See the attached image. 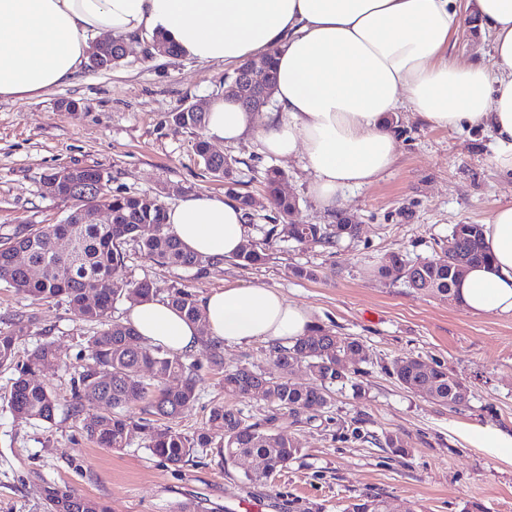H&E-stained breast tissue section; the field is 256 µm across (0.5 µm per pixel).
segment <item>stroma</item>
<instances>
[{"instance_id":"35a3bbf8","label":"stroma","mask_w":512,"mask_h":512,"mask_svg":"<svg viewBox=\"0 0 512 512\" xmlns=\"http://www.w3.org/2000/svg\"><path fill=\"white\" fill-rule=\"evenodd\" d=\"M232 67L181 56H147L142 46L120 65L83 71L71 85L35 99L0 101V237L60 222L67 203L46 197L45 173L62 167L99 168L115 195L155 196L164 207L196 193L225 194L196 155L202 132L173 124L182 105L223 95ZM75 103L65 110L61 101ZM393 166L375 183L346 191L342 210L359 226L355 240L335 253L292 241L271 246L263 264L227 260L204 268L162 267L135 243L124 246L123 275L149 281L157 298L175 288L203 297L225 286L265 285L306 307L322 329L359 339L366 353L352 387L338 388L316 419L294 421L261 398L240 402L252 422L273 419L292 433L302 451L287 469L266 481H249L243 465L227 464L208 448L174 467L151 454L142 432L119 451L88 440L85 415L72 409L73 379L88 364L86 340L96 332L63 301L34 302L0 285V329L30 320L17 337V358L38 343L54 342L58 367L43 379L58 400L52 422L17 421L5 396L10 371L0 368V512H44L43 486H67L106 503L110 512H176L199 502L207 512H343L365 492L391 500L397 512H512V467L502 466L467 444L451 428L458 422L512 429V316L474 317L453 301L379 279L376 270L393 252L408 261L441 253L454 225L484 223L499 203L512 200V174L493 163L497 149L480 128L433 129L409 111L397 117ZM237 161V189L263 195V173L286 174L284 192L295 198L293 223L328 224L309 191L311 174L301 158L280 159L248 141L224 148ZM314 270L311 278L298 268ZM421 358L443 365L470 389L466 405L444 406L402 387L388 370L394 359ZM199 398L173 419L192 436L215 404L224 400L222 370L197 353ZM404 435L408 455L379 447L388 434Z\"/></svg>"}]
</instances>
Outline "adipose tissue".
Here are the masks:
<instances>
[{"instance_id": "ef3b65f1", "label": "adipose tissue", "mask_w": 512, "mask_h": 512, "mask_svg": "<svg viewBox=\"0 0 512 512\" xmlns=\"http://www.w3.org/2000/svg\"><path fill=\"white\" fill-rule=\"evenodd\" d=\"M469 16L491 53L489 61L462 65L449 49ZM155 33L199 62L241 66L274 56L268 111L252 112L230 96L212 99L205 135L301 157L322 211L335 212L345 190L373 184L392 166L403 110L433 128L489 131L495 165L512 173V0H0V99L71 84L102 35ZM167 218L186 247L217 261L234 258L249 236L238 203L225 196L189 195ZM483 238L492 260L465 274L455 301L475 316H512V202L495 208ZM200 306L202 329L155 298L136 304L130 321L176 355L196 352L204 335L221 345L288 346L314 327L306 308L264 285L217 289ZM457 430L512 467V430Z\"/></svg>"}]
</instances>
